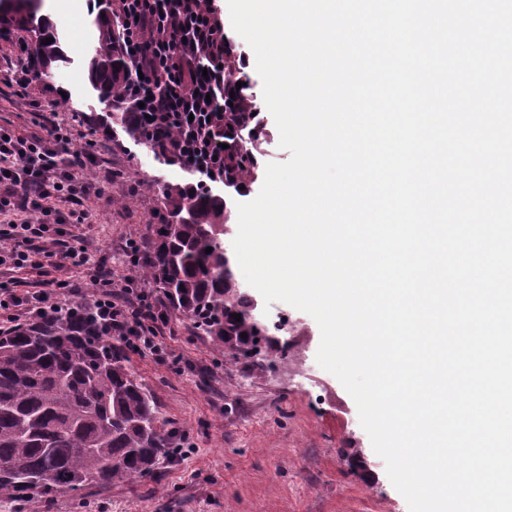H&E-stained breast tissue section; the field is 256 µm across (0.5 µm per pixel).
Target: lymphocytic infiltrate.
<instances>
[{
    "label": "lymphocytic infiltrate",
    "instance_id": "f902f5d3",
    "mask_svg": "<svg viewBox=\"0 0 512 512\" xmlns=\"http://www.w3.org/2000/svg\"><path fill=\"white\" fill-rule=\"evenodd\" d=\"M121 24V50L133 74L126 96L133 120L163 147L170 164L200 181L224 179V23L215 0H111ZM62 123L48 137L0 127V215L15 217L0 266L43 268L45 261L83 268L95 292L90 307L112 338L163 362L166 310L146 280L115 279L92 255L67 241V227L83 223L80 204L97 177L95 142L70 151ZM75 289L14 294L0 289V310L34 318L71 310Z\"/></svg>",
    "mask_w": 512,
    "mask_h": 512
}]
</instances>
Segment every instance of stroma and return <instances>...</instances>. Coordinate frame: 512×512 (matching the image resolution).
Returning a JSON list of instances; mask_svg holds the SVG:
<instances>
[{
  "label": "stroma",
  "instance_id": "stroma-1",
  "mask_svg": "<svg viewBox=\"0 0 512 512\" xmlns=\"http://www.w3.org/2000/svg\"><path fill=\"white\" fill-rule=\"evenodd\" d=\"M97 12L64 9L50 28L61 40L66 65L33 75L25 95L15 96L10 69L18 55L0 40V124L39 131L44 115L57 113L72 129L71 150L96 139L103 169L87 201L88 218L77 234L113 278L126 273L122 248L130 238L148 242V225L169 184L195 183L193 175L168 165L123 133L94 131L92 117L115 111L111 98L94 89L88 61L97 33ZM39 112H32L31 101ZM24 289L68 280L80 287L79 302L94 288L76 268L22 270ZM170 357L159 364L126 352L138 383L154 397L161 418L177 428L178 461L162 460L155 476L105 488L31 497L26 512H409L386 466L360 424L357 405L339 380L320 370L328 390L318 396L308 383L284 380L287 363L249 362L215 351L189 321L171 317L164 331ZM363 453L365 469L353 467L349 449Z\"/></svg>",
  "mask_w": 512,
  "mask_h": 512
}]
</instances>
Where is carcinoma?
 Listing matches in <instances>:
<instances>
[{"label":"carcinoma","mask_w":512,"mask_h":512,"mask_svg":"<svg viewBox=\"0 0 512 512\" xmlns=\"http://www.w3.org/2000/svg\"><path fill=\"white\" fill-rule=\"evenodd\" d=\"M14 20L32 33L31 62L50 74L63 56L30 4L16 0ZM97 20L89 61L93 86L111 97L125 94L128 63L115 23ZM242 54L224 52L228 84L242 82L226 117L238 137L224 153V178L239 183L259 168L260 106L240 68ZM112 123L162 155L159 143L128 112ZM151 249L137 263L139 275L167 294V307L234 358H253L269 348L270 333L256 319L253 298L243 291L224 250V228L233 211L212 188L164 187ZM212 251L205 252L206 248ZM241 321H235V317ZM247 338H241V333ZM171 433L153 397L137 382L111 337L88 308L51 313L0 333V496L23 501L39 492L52 497L109 487L151 474L166 454Z\"/></svg>","instance_id":"carcinoma-1"}]
</instances>
